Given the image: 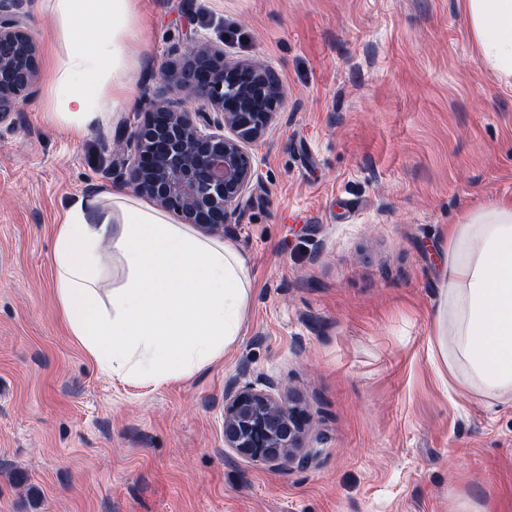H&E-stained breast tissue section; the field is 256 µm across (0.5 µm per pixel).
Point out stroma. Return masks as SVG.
Here are the masks:
<instances>
[{
    "instance_id": "obj_1",
    "label": "stroma",
    "mask_w": 512,
    "mask_h": 512,
    "mask_svg": "<svg viewBox=\"0 0 512 512\" xmlns=\"http://www.w3.org/2000/svg\"><path fill=\"white\" fill-rule=\"evenodd\" d=\"M27 10L37 91L0 118V512H512V402L449 391L429 345L439 247L512 199V79L464 0H144L134 92L80 136L46 115L61 47ZM193 34L282 85L227 234L250 305L192 376L118 379L60 318L56 229L74 195L124 186L116 140ZM270 379L312 414L309 467L224 446L227 388Z\"/></svg>"
}]
</instances>
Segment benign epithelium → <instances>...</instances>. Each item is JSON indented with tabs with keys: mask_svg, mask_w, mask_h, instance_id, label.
Segmentation results:
<instances>
[{
	"mask_svg": "<svg viewBox=\"0 0 512 512\" xmlns=\"http://www.w3.org/2000/svg\"><path fill=\"white\" fill-rule=\"evenodd\" d=\"M182 61L161 71L163 98L142 102V119L112 166L135 194L211 236H224L256 176L248 146L274 126L282 102L275 72L224 56L202 36L182 43ZM39 47L27 0H0V118L35 92ZM312 419L285 384H236L224 393V447L279 469L305 467Z\"/></svg>",
	"mask_w": 512,
	"mask_h": 512,
	"instance_id": "obj_1",
	"label": "benign epithelium"
}]
</instances>
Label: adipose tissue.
Wrapping results in <instances>:
<instances>
[{
	"mask_svg": "<svg viewBox=\"0 0 512 512\" xmlns=\"http://www.w3.org/2000/svg\"><path fill=\"white\" fill-rule=\"evenodd\" d=\"M65 51L54 66L49 118L82 134L106 124L133 92L130 47L140 0H47ZM486 64L512 78V0H467ZM122 276L102 289V253ZM69 330L113 376L163 383L200 370L236 343L250 302L242 247L173 223L121 187L74 195L54 248ZM430 347L449 384L488 403L512 396V200L454 225L441 247Z\"/></svg>",
	"mask_w": 512,
	"mask_h": 512,
	"instance_id": "ef3b65f1",
	"label": "adipose tissue"
}]
</instances>
